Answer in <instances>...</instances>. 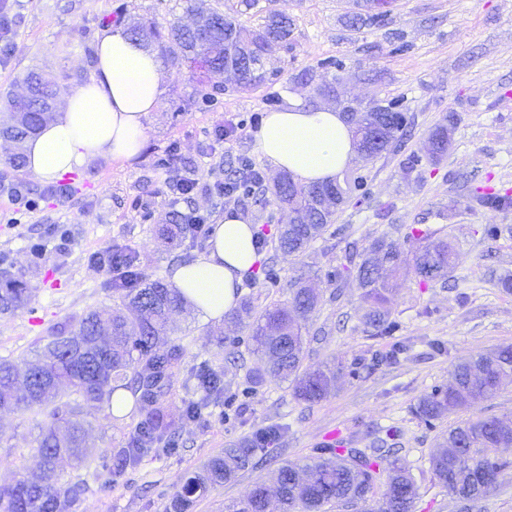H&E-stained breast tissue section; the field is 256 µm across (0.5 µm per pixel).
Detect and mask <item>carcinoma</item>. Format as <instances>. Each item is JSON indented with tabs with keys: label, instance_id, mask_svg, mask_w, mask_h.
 Listing matches in <instances>:
<instances>
[{
	"label": "carcinoma",
	"instance_id": "1",
	"mask_svg": "<svg viewBox=\"0 0 512 512\" xmlns=\"http://www.w3.org/2000/svg\"><path fill=\"white\" fill-rule=\"evenodd\" d=\"M224 2L227 8L202 11L190 26L170 24L165 40L153 21L134 23L127 27L126 34L146 45H158L163 57L173 64L196 61L212 76L230 71L240 86H257L266 80L267 60L288 48L293 20L284 12L261 5V0ZM247 14L259 16L257 28L242 25L240 17ZM22 81L28 86L36 83L40 89L38 96L28 102L26 114L20 118L11 115L10 123L0 129L15 145L16 152L9 159L15 169L25 163L23 143L45 122L42 101L57 95V88L41 83L34 71L26 73ZM384 108L387 114L377 148L379 156L407 127L401 100L387 99ZM342 112L355 125L357 134L373 116L348 103ZM450 125H454L452 115L430 134L434 161L448 151ZM226 180L229 187L256 198L262 206L272 202L295 214L292 223L280 225L276 242L279 251L299 255L333 220V211L314 209L312 194L324 191L343 204L362 195L365 177L347 173L334 184L299 185L284 175L270 188L249 167L241 165L230 169ZM480 203L505 210L512 207V196L486 193ZM404 239L415 243L407 253L387 236L373 239L361 250L352 242L345 264L331 275L337 282L347 274L354 276L367 304L363 323L375 336L392 337L399 331L388 308L394 291L389 277L412 272L418 285L427 288L447 282L454 267L451 243L434 237L429 229L411 224ZM115 292L120 295V304L90 311L40 337L41 353L37 361L28 363L24 381H18L15 361L0 358V410L18 409L45 417L36 448L40 474L35 480L18 479L0 485V512H87L84 502L88 496L112 490L117 478L143 457L177 453L175 421L164 407L174 370L185 371L182 417L203 418L224 395V376L207 360L185 366V349L168 339L170 318L186 306L177 288L143 279L134 288H117ZM318 303L314 289L297 280L291 285L288 302L265 309L252 323V353L261 359L252 383L259 385L269 376L288 380L294 397L307 403L319 402L335 391L346 366L302 370L300 322ZM27 304L22 282L1 271L0 314H12ZM506 375H512V346L456 365L452 384L422 395L414 413L432 426L477 400L493 396ZM118 390L131 394L139 421L127 447L97 456L85 447L83 406L91 403L108 408L112 394ZM284 432L282 426L259 429L251 439L208 459L200 470L184 478L168 512H189L209 489L234 481L240 472L254 466L257 456L265 454L268 443ZM63 457L74 462V473L65 475L58 470ZM430 466L437 482L456 500L458 512H473L477 501L492 492L499 477L512 468V424L495 416L462 421L448 430ZM306 470V478L301 480L290 463L275 469L278 512H324L332 503L356 504L366 500L378 482L383 484V491L371 512H411L416 496L412 474L401 458L382 444L373 448H315ZM271 498L267 487L257 485L246 498L232 505L233 512H273Z\"/></svg>",
	"mask_w": 512,
	"mask_h": 512
}]
</instances>
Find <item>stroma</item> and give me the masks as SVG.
Here are the masks:
<instances>
[{
	"label": "stroma",
	"mask_w": 512,
	"mask_h": 512,
	"mask_svg": "<svg viewBox=\"0 0 512 512\" xmlns=\"http://www.w3.org/2000/svg\"><path fill=\"white\" fill-rule=\"evenodd\" d=\"M182 0H14L13 55L0 67V94L19 90L22 77L36 70L69 96L90 73L98 35L115 20H154L168 29L183 13ZM295 22L291 46L275 54L268 67L277 79L257 88L239 87L232 74L204 78L197 64H164L161 109L154 113L144 147L133 163L94 158L82 172L63 175L69 190L58 204L26 170L12 169L8 143L0 141V258L23 281L31 301L11 315H0V357L34 355L36 342L68 317L118 304L112 275L96 265L94 253L107 249L132 253L144 277L167 280L173 264L201 255L205 238L191 234L166 243L162 231L174 206L165 193V172L158 161L174 153L177 164L222 169L227 159H249L266 184L278 173L255 150L254 134L272 96L302 105L339 109L347 101L401 98L409 135L382 156L355 158L351 171L367 180L361 202L341 206L327 230L299 255L274 251L276 230L285 220L274 206L251 200L225 204L216 196L199 197L213 216L233 207L257 228L265 244L261 258L239 289L256 312L287 302L298 277L319 290L320 302L306 321L304 368L327 362L357 363L334 394L307 404L294 398L289 383L267 379L250 390L245 375L256 366L249 332L230 321L205 320L197 311L175 315L173 340L187 359L209 360L224 374L225 405L205 421L184 420L181 446L170 457H144L118 479L112 491L90 498L88 512H166L181 490L185 473L199 470L229 442L258 429L285 425V435L268 447L278 462L301 464L330 431L352 438L354 447L378 441L399 449L416 478L413 512H457L455 500L435 482L429 459L450 426L475 416L512 422V379L498 393L429 427L411 411L418 398L448 386L456 364L512 345V293L497 284L512 273V234L484 235L488 224L512 227V208L492 211L478 204L492 189L512 194V0H391L382 26L351 27L352 15L366 13L363 0H277ZM405 52L392 50L394 41ZM342 58L333 96L318 95L323 79L318 62ZM456 114L447 154L430 163L432 129ZM245 128L225 141L223 152L208 154L212 132L222 121ZM421 161L420 176H406L410 157ZM25 183L38 207L15 213L5 189ZM421 224L447 237L456 252L448 285L418 287L414 277L400 278L389 306L401 325L398 339L411 346L399 364H375L390 339L370 335L362 324L363 302L355 279L342 285L329 275L343 260L347 242L368 245L395 235L397 226ZM46 246L43 259L30 253ZM223 349H216L218 334ZM91 427L87 444L95 454L126 447L138 414L119 420L107 409L87 407ZM39 419L22 411L0 412V484L39 471L34 452ZM273 466L241 472L231 483L210 489L191 512H224L255 485L269 482Z\"/></svg>",
	"instance_id": "stroma-1"
}]
</instances>
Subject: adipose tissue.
Listing matches in <instances>:
<instances>
[{
  "instance_id": "obj_1",
  "label": "adipose tissue",
  "mask_w": 512,
  "mask_h": 512,
  "mask_svg": "<svg viewBox=\"0 0 512 512\" xmlns=\"http://www.w3.org/2000/svg\"><path fill=\"white\" fill-rule=\"evenodd\" d=\"M158 54L121 29L97 38L89 78L68 97L59 116L25 144L27 169L44 183L84 168L91 158H136L146 123L164 92ZM255 148L273 169L303 184L335 181L356 154L352 126L332 109L290 103L268 113L254 135ZM256 232L238 212L225 211L214 224L205 252L174 267L168 279L187 305L219 322L236 303L244 275L258 255Z\"/></svg>"
}]
</instances>
